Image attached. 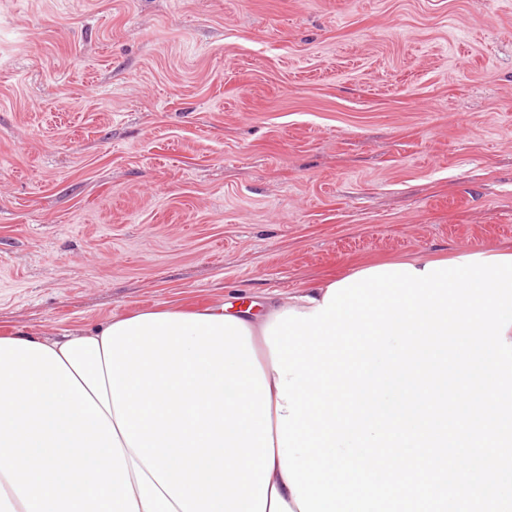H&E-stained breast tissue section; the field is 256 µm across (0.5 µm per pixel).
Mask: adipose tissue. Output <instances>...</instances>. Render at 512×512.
Here are the masks:
<instances>
[{"mask_svg":"<svg viewBox=\"0 0 512 512\" xmlns=\"http://www.w3.org/2000/svg\"><path fill=\"white\" fill-rule=\"evenodd\" d=\"M265 315L177 306L77 336H0V512H300Z\"/></svg>","mask_w":512,"mask_h":512,"instance_id":"1","label":"adipose tissue"}]
</instances>
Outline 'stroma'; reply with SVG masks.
<instances>
[{
	"mask_svg": "<svg viewBox=\"0 0 512 512\" xmlns=\"http://www.w3.org/2000/svg\"><path fill=\"white\" fill-rule=\"evenodd\" d=\"M512 252V0H0V333Z\"/></svg>",
	"mask_w": 512,
	"mask_h": 512,
	"instance_id": "35a3bbf8",
	"label": "stroma"
}]
</instances>
